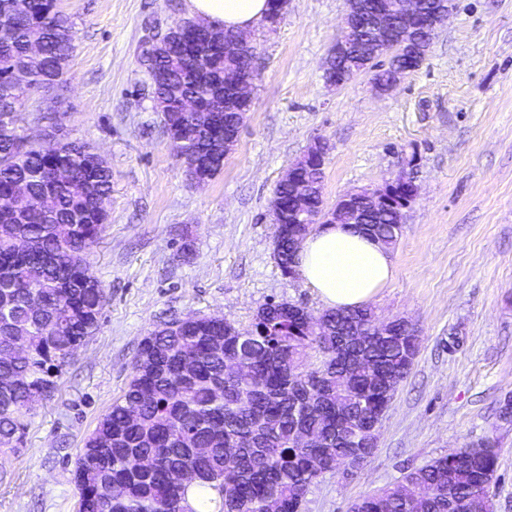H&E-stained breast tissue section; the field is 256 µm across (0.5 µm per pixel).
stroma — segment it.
<instances>
[{
    "label": "stroma",
    "mask_w": 512,
    "mask_h": 512,
    "mask_svg": "<svg viewBox=\"0 0 512 512\" xmlns=\"http://www.w3.org/2000/svg\"><path fill=\"white\" fill-rule=\"evenodd\" d=\"M422 66L376 92L371 73L330 86L323 62L344 0H287L248 33L259 79L234 150L194 184L161 133L137 61L147 23L189 19L187 0H57L75 23L61 82L31 95L19 125L89 143L112 170L108 223L87 253L107 293L101 326L28 416L22 447L0 458V512H77L75 461L125 389L162 320L217 316L249 327L268 300L322 312L274 255L271 201L288 167L320 140L324 206L403 175L419 188L372 300L420 336L411 370L350 477L310 487L303 512H349L362 497L484 437L497 439L493 512H512V0H454Z\"/></svg>",
    "instance_id": "1"
}]
</instances>
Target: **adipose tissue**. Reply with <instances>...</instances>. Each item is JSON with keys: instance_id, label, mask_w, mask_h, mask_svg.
<instances>
[{"instance_id": "ef3b65f1", "label": "adipose tissue", "mask_w": 512, "mask_h": 512, "mask_svg": "<svg viewBox=\"0 0 512 512\" xmlns=\"http://www.w3.org/2000/svg\"><path fill=\"white\" fill-rule=\"evenodd\" d=\"M190 13L218 27L246 31L262 23L267 0H187ZM298 274L329 309L366 305L393 279L385 246L345 224H326L308 235L298 253Z\"/></svg>"}]
</instances>
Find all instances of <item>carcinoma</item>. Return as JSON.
<instances>
[{"instance_id":"cac0c4a2","label":"carcinoma","mask_w":512,"mask_h":512,"mask_svg":"<svg viewBox=\"0 0 512 512\" xmlns=\"http://www.w3.org/2000/svg\"><path fill=\"white\" fill-rule=\"evenodd\" d=\"M19 2L0 0V439L16 444L28 426V400L51 395L56 373L100 328L105 289L90 265L75 267L71 256L105 231L108 216L97 202L112 191L111 168L89 146L52 135L35 143L18 132L29 89L59 82L75 48L73 23L55 0H28L23 12ZM234 36L208 32L189 54L177 42L154 49L153 100L177 155L224 157L221 130L231 114L211 119L180 111L179 102L214 95L224 70L252 64L253 50L224 54V39ZM335 64L371 69L383 86L391 73L360 51ZM50 157L72 163L73 183L53 184ZM19 182L29 198L14 201L9 191ZM405 199L397 189L396 206L370 215L364 230L373 240L397 241ZM277 264L283 272L297 267L285 239ZM374 321L369 307L327 310L313 331L289 303L270 300L248 328L196 314L158 325L77 457L79 512H296L337 460L356 467L373 454L369 425L388 409L381 388L396 374L407 377L417 355L401 319L385 336ZM312 352L323 360L309 369ZM358 363L372 368L356 376ZM301 432L318 444L293 446ZM497 466L496 443L483 438L407 470L351 512H492Z\"/></svg>"}]
</instances>
